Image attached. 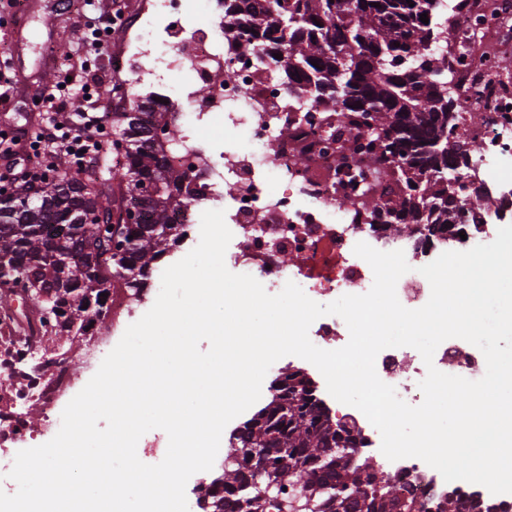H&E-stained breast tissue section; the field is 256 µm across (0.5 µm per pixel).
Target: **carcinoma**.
Listing matches in <instances>:
<instances>
[{"label": "carcinoma", "instance_id": "obj_1", "mask_svg": "<svg viewBox=\"0 0 512 512\" xmlns=\"http://www.w3.org/2000/svg\"><path fill=\"white\" fill-rule=\"evenodd\" d=\"M437 2L224 0L229 30L264 53L288 92L322 100L336 127L355 130L350 150L361 155L363 180L395 165V187L347 194L343 202L409 235L434 234L463 214L465 223L479 224L481 212L496 204L486 191L466 197L453 184L478 143L457 136L458 84L433 49L444 34L435 22ZM154 105L152 95L138 93L130 111L112 113L106 143L127 160L123 168L105 162L85 174L52 163L36 186H0V288L20 286L32 296L16 333L41 341L86 334L108 315L112 288L142 293L153 266L179 245L170 215L191 191L154 148ZM278 380L287 393L231 434L233 463L200 488L201 512L413 508L389 483L344 461L350 429L331 421L302 371Z\"/></svg>", "mask_w": 512, "mask_h": 512}]
</instances>
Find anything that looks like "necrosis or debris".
Wrapping results in <instances>:
<instances>
[{
  "label": "necrosis or debris",
  "mask_w": 512,
  "mask_h": 512,
  "mask_svg": "<svg viewBox=\"0 0 512 512\" xmlns=\"http://www.w3.org/2000/svg\"><path fill=\"white\" fill-rule=\"evenodd\" d=\"M455 25L456 44L437 45L456 72L461 111L483 116L481 126L464 121L463 134L477 137L480 151L468 169L498 197L512 200V82L500 65L512 55V0H441ZM200 22H190V15ZM136 31V54L148 58L140 83L155 92L169 128L178 129L184 150L171 163L185 176L192 196L172 223L190 236L206 210H221L233 238L225 254L227 268L255 277L268 293L286 282L299 285L323 304L345 294H363L373 284L369 264L354 253L358 242L388 252L404 251L411 267L396 293L409 309L424 306L431 293L419 269L446 251H465L495 239L511 216L488 210L479 224L454 225L444 235H398L373 223L358 206H342L349 177L358 164L336 149V127L324 105L311 96L288 94L280 77L267 68L259 51H244L224 34L223 0H146L143 11L129 15ZM190 70V82L172 84V76ZM232 77L216 84L223 71ZM214 84L210 99L197 87ZM240 132L241 142L214 152L203 131L215 117ZM10 317L0 313V383L11 384L10 400L0 406V475L7 474L29 426L22 409L39 401L52 411L69 396L77 363L69 357L44 365L38 345L9 335ZM446 374L478 380L486 372L482 352L459 338L442 342L433 356ZM379 378L398 396L419 405V383L427 374L420 353L411 347L382 350L375 362ZM336 420L355 427V459L397 485L407 499L438 512L448 498L512 508V493L451 484L418 458L389 461L381 452L379 431L357 408L340 404Z\"/></svg>",
  "instance_id": "necrosis-or-debris-1"
}]
</instances>
